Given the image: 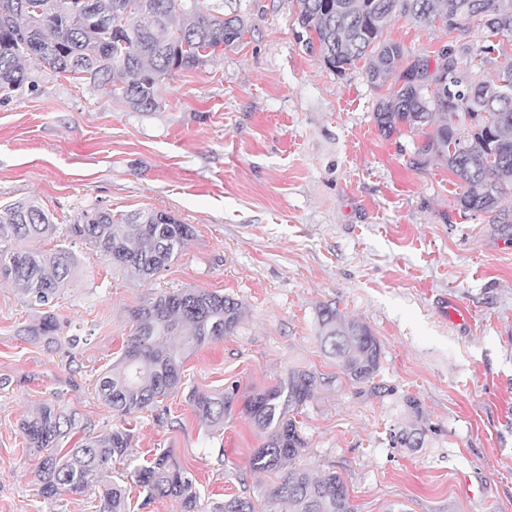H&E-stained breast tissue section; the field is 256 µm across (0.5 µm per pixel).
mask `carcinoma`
I'll use <instances>...</instances> for the list:
<instances>
[{"mask_svg":"<svg viewBox=\"0 0 512 512\" xmlns=\"http://www.w3.org/2000/svg\"><path fill=\"white\" fill-rule=\"evenodd\" d=\"M0 0V97L7 99L29 82L24 61L33 57L56 74L85 79L111 89L129 107L149 112L156 88L177 71L205 65L216 53L239 41L246 15L224 12V0ZM296 21L305 33L306 51L318 54L325 68L343 77L365 61L372 83L386 80L405 57L404 46L383 39L396 18L424 27L441 26L452 35L436 58L413 57L401 83L377 103L374 122L389 137L401 127L418 132L415 164L435 155L463 184L461 214H491L506 220L502 201L512 193V0H293ZM478 32L482 45L469 40ZM495 60L494 78L475 81L469 72ZM56 225L35 201H18L0 213V283L21 289L24 301L43 310L34 338L56 330L48 310L76 265L66 248L33 250L32 239L52 236ZM69 233L96 247L115 267L150 278L178 259L194 236L191 225L163 212L115 217L108 209L86 213ZM242 303L229 294L202 288L165 293L136 309L135 328L119 358L96 381L98 397L120 417L158 406L183 384L182 365L194 351L234 334L242 322ZM320 344L354 383L371 382L380 367L381 347L371 329L344 322L331 305L316 312ZM315 373L298 370L287 380L241 403V413L264 435L253 451L256 470L274 471L299 456L304 439L288 414L314 397ZM188 403L215 427L224 423L236 393L193 389ZM75 417L52 403L21 423L30 455L37 458V493L53 500L64 494L87 496L93 512H128L125 490L110 479L112 463L131 448L129 429L117 425L90 436L76 448H62ZM148 499L170 497L183 512H199L200 489L169 453H160L134 469ZM288 512H355L342 478L331 472L313 477L291 468L262 491ZM213 512H260L249 496L234 495Z\"/></svg>","mask_w":512,"mask_h":512,"instance_id":"carcinoma-1","label":"carcinoma"}]
</instances>
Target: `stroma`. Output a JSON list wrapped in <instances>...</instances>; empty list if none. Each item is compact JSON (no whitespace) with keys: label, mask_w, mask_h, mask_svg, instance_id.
I'll return each mask as SVG.
<instances>
[{"label":"stroma","mask_w":512,"mask_h":512,"mask_svg":"<svg viewBox=\"0 0 512 512\" xmlns=\"http://www.w3.org/2000/svg\"><path fill=\"white\" fill-rule=\"evenodd\" d=\"M240 7L243 38L165 80L152 111L35 60L32 87L0 99V208L36 201L59 232L38 249L78 259L52 308L54 335L28 340L38 310L0 287V512H92L80 495H37L20 423L49 402L91 434L110 432L119 419L97 375L119 357L132 312L183 288L234 296L244 321L186 360L163 419H130L131 452L173 454L204 508L280 475L252 469L262 438L248 418L236 410L211 429L187 387L243 396L306 369L318 389L296 416L297 462L341 475L357 512H512V224L460 216L445 165L413 162L421 136L379 132L385 90L364 64L339 78L298 43L291 0ZM384 36L413 55L448 42L402 19ZM96 208L163 211L194 237L144 281L68 234ZM327 303L377 337L382 393L322 352L315 310ZM413 430L417 447L391 439ZM111 477L131 512H180L174 499L147 500L126 464Z\"/></svg>","instance_id":"1"}]
</instances>
